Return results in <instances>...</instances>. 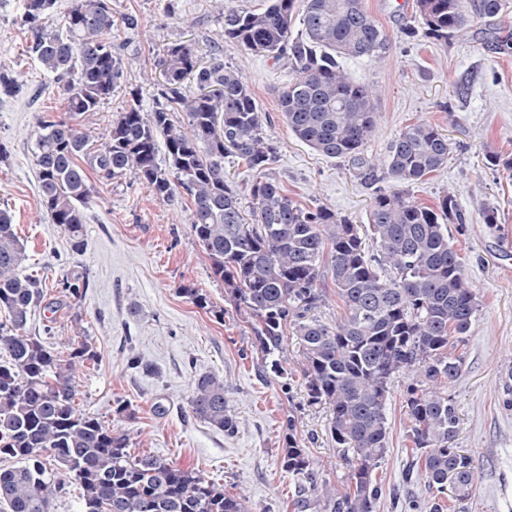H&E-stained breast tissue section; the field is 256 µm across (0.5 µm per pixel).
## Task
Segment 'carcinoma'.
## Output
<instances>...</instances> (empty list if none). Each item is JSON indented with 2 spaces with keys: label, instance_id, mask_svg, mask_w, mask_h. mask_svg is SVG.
<instances>
[{
  "label": "carcinoma",
  "instance_id": "1",
  "mask_svg": "<svg viewBox=\"0 0 512 512\" xmlns=\"http://www.w3.org/2000/svg\"><path fill=\"white\" fill-rule=\"evenodd\" d=\"M56 0H25L32 56L62 91L67 114L38 118L36 165L42 204L73 248H84L89 200L87 171L105 181L130 175L153 196L169 200L183 189L191 231L208 254L214 275L234 304L253 321L254 346L274 372L288 359L286 338L298 340V365L311 404L331 411L330 433L347 462L346 486L319 483L307 449L293 434L280 465L297 481L292 512H376L381 488L373 477L387 451L386 404L391 377L415 368L420 382L404 398L412 464L431 498L419 512H449L442 494L458 499L475 483L473 457L453 446L459 416L445 386L460 373L477 295L464 260L450 241L449 225L465 231L468 218L450 191L428 205L408 187L445 168L452 146L431 123L402 129L378 163L365 149L378 121L377 90L344 70L349 58L382 57L390 37L365 0H268L261 11L224 14V38L242 50L287 59L292 79L278 102L288 131L331 159L376 180L383 170L397 188L378 190L368 224L390 274L381 275L362 246L358 225L320 205L297 200L273 174L278 144L262 132V112L244 74L216 58L202 61L196 44L167 46L156 67L164 74L166 103L145 111L132 100L105 134L82 123L112 96L127 71L112 44L118 23L109 0H76L63 15ZM423 36L465 37L484 23L482 40L512 56V31L497 21L503 0H415ZM192 78L195 87L185 85ZM25 92L23 75L0 70V94ZM183 112L186 123L171 114ZM162 136L167 161L158 159ZM252 173L250 218L224 176L228 154ZM485 164L512 171V156L489 149ZM25 249L12 218L0 210V504L9 512H49L64 488L52 466L81 488L83 512H246L245 498L230 494L177 464L131 448V437L81 413L78 381L93 355L76 333L67 358L26 334L28 316L42 299V283L22 273ZM331 280L344 316L334 324L309 316L324 301ZM192 413L233 434L224 382L202 375L189 400ZM321 489L309 498L308 493Z\"/></svg>",
  "mask_w": 512,
  "mask_h": 512
}]
</instances>
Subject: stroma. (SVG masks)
I'll return each instance as SVG.
<instances>
[{"mask_svg":"<svg viewBox=\"0 0 512 512\" xmlns=\"http://www.w3.org/2000/svg\"><path fill=\"white\" fill-rule=\"evenodd\" d=\"M110 3L114 18L135 20L117 38L127 77L85 115L87 126L106 132L134 98L147 111L163 103V78L153 71L158 50L192 40L207 58L213 45H221V62L247 75L264 133L279 146L277 177L296 199L358 224L366 251L377 253L367 214L376 188H391V181L371 184L348 163L297 141L278 110V96L292 77L287 61L245 52L224 38L226 10L250 12L266 0ZM24 4L0 0V68L21 71L28 81L27 94L0 98V143L8 149L0 159V210L11 215L25 247L23 273L44 287L27 333L65 353L77 327H84L94 356L79 381V410L128 432L134 447L245 495L247 512H289L296 482L281 469L280 455L290 432L322 466L326 481L343 487L348 470L330 435V411L308 401L294 360L296 337H289L290 358L283 376H276L254 348L246 316L196 243L185 194L163 201L129 175L109 182L91 178L80 253L72 252L67 232L52 222L38 190L36 123L41 111L59 117L65 111L53 77L23 51L30 40ZM366 6L391 46L383 58L343 63L352 78L374 83L378 92V124L365 155L383 158L407 124L439 125L452 145L448 165L406 192L423 202L454 192L469 218L464 234L452 239L480 307L461 371L447 391L460 418L454 445L472 455L476 478L455 512H512V408L505 405L512 380V276L506 273L512 266V174L491 170L484 160L489 147L512 154V56L494 53L479 39L407 38L403 27L418 24L412 0H366ZM187 17L195 19L194 27L184 25ZM487 205L497 208L500 231L484 224L481 210ZM72 272L86 282L77 299L59 286ZM188 288L206 294L208 308L192 304L184 294ZM133 358L139 368L130 367ZM202 375L223 380L239 423L235 434L191 412L192 384ZM416 381V372L405 369L389 383L387 452L374 472L382 489L377 512H411L412 502L428 496L422 478L410 473L405 450L404 396Z\"/></svg>","mask_w":512,"mask_h":512,"instance_id":"obj_1","label":"stroma"}]
</instances>
